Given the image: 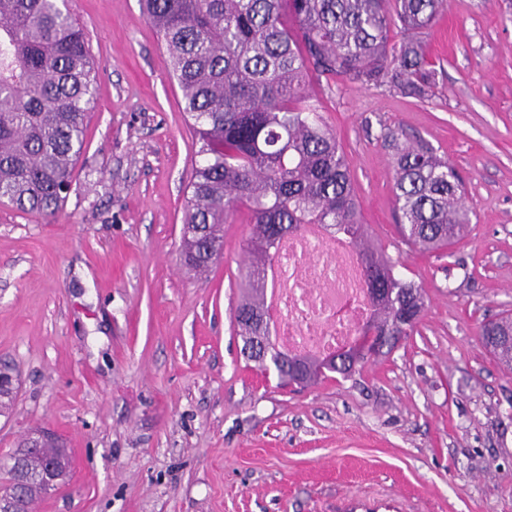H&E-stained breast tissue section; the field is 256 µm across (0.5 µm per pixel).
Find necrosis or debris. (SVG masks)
<instances>
[{
  "label": "necrosis or debris",
  "mask_w": 512,
  "mask_h": 512,
  "mask_svg": "<svg viewBox=\"0 0 512 512\" xmlns=\"http://www.w3.org/2000/svg\"><path fill=\"white\" fill-rule=\"evenodd\" d=\"M286 260L294 278L283 291V318L277 334L293 353H317L325 345L343 346L364 322L367 300L361 279L352 277L346 259L327 242L304 245L288 237Z\"/></svg>",
  "instance_id": "necrosis-or-debris-1"
}]
</instances>
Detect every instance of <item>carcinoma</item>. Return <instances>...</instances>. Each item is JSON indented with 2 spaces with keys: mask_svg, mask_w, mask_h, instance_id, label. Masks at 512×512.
I'll use <instances>...</instances> for the list:
<instances>
[{
  "mask_svg": "<svg viewBox=\"0 0 512 512\" xmlns=\"http://www.w3.org/2000/svg\"><path fill=\"white\" fill-rule=\"evenodd\" d=\"M164 41L202 163L184 204L181 258L203 273L224 249V225L250 214L239 299L232 312L243 356L259 370L274 361L281 381L300 387L327 377L324 356L284 352L266 358L265 290L278 244L307 224H322L357 252L369 317L346 344L369 330L391 353L416 330L425 308L420 286L366 230L347 159L308 81L387 85L424 98L435 71L421 35L445 0H141ZM405 38L396 43L394 33ZM96 71L83 29L66 0H0V202L48 217L59 212L84 148L96 103ZM394 196L402 241L436 252L459 242L469 224L464 184L454 166L424 145L396 146ZM512 336V316L485 323ZM368 357L338 359L352 376ZM69 461L52 444L30 460Z\"/></svg>",
  "mask_w": 512,
  "mask_h": 512,
  "instance_id": "obj_1",
  "label": "carcinoma"
}]
</instances>
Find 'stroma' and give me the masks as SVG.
I'll return each mask as SVG.
<instances>
[{"instance_id":"1","label":"stroma","mask_w":512,"mask_h":512,"mask_svg":"<svg viewBox=\"0 0 512 512\" xmlns=\"http://www.w3.org/2000/svg\"><path fill=\"white\" fill-rule=\"evenodd\" d=\"M97 72L84 150L59 213L0 205V362L18 386L0 459L62 436L70 475L31 512H322L384 489L412 512H512V372L482 324L512 314V0H447L422 39L425 99L317 85L364 222L425 311L350 378L281 385L247 366L232 310L249 215L197 278L181 262L196 138L139 0H70ZM466 178L472 222L422 253L395 226L394 144Z\"/></svg>"}]
</instances>
